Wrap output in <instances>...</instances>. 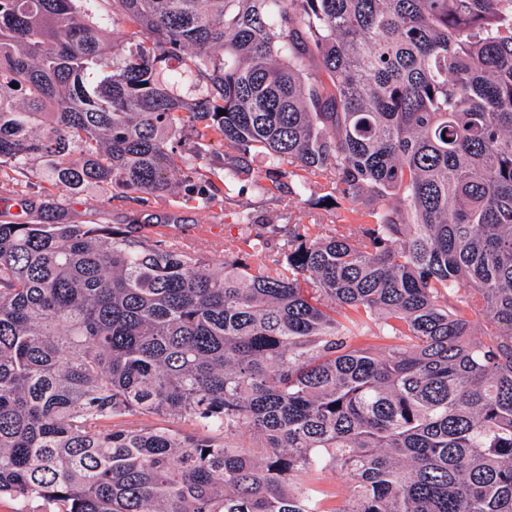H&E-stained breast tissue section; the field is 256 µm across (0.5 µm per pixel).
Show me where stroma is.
I'll list each match as a JSON object with an SVG mask.
<instances>
[{
	"instance_id": "35a3bbf8",
	"label": "stroma",
	"mask_w": 512,
	"mask_h": 512,
	"mask_svg": "<svg viewBox=\"0 0 512 512\" xmlns=\"http://www.w3.org/2000/svg\"><path fill=\"white\" fill-rule=\"evenodd\" d=\"M272 163L261 153L250 157L251 180L244 191L228 190L224 186L213 189V197L205 208L176 206L164 201L140 203L131 199H113L111 187H87L78 194L65 196L54 190L44 178L45 159L31 160L19 176L21 199L13 206L19 219L49 222L59 212H66L72 220L84 221L95 218L101 224H170L182 233L185 243L197 246L215 258H223L224 243L237 238L239 230L232 224L230 213L245 209L261 224L282 226L293 223L296 216L307 215L328 224L334 221V213L309 208L303 197L282 193L275 197L267 194L266 175ZM30 200L42 201L39 209L27 210Z\"/></svg>"
}]
</instances>
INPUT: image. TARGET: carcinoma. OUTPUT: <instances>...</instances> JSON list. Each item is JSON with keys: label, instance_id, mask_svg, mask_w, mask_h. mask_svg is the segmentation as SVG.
<instances>
[{"label": "carcinoma", "instance_id": "cac0c4a2", "mask_svg": "<svg viewBox=\"0 0 512 512\" xmlns=\"http://www.w3.org/2000/svg\"><path fill=\"white\" fill-rule=\"evenodd\" d=\"M109 2L120 54L78 0H0V201L40 157L65 193L202 206L258 151L267 192L347 216L288 225L270 258L234 212L216 261L0 211V495L512 512V0Z\"/></svg>", "mask_w": 512, "mask_h": 512}]
</instances>
